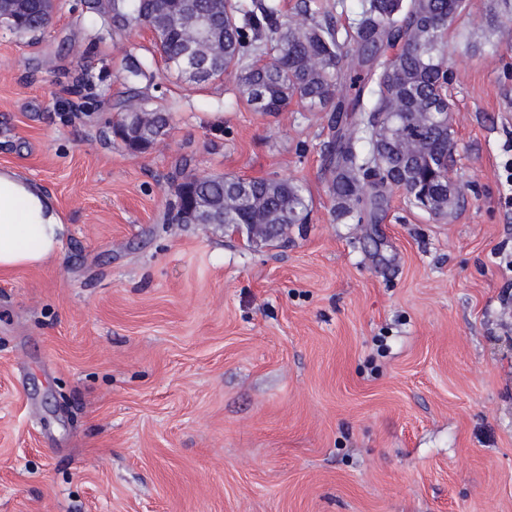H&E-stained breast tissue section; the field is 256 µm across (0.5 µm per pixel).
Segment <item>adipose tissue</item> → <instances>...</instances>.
Wrapping results in <instances>:
<instances>
[{
	"label": "adipose tissue",
	"instance_id": "obj_1",
	"mask_svg": "<svg viewBox=\"0 0 512 512\" xmlns=\"http://www.w3.org/2000/svg\"><path fill=\"white\" fill-rule=\"evenodd\" d=\"M62 212L35 183L0 170V272L33 268L59 258Z\"/></svg>",
	"mask_w": 512,
	"mask_h": 512
}]
</instances>
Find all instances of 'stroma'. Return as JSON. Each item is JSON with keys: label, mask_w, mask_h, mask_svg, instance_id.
I'll use <instances>...</instances> for the list:
<instances>
[{"label": "stroma", "mask_w": 512, "mask_h": 512, "mask_svg": "<svg viewBox=\"0 0 512 512\" xmlns=\"http://www.w3.org/2000/svg\"><path fill=\"white\" fill-rule=\"evenodd\" d=\"M305 1L341 30L362 6L283 19ZM107 7L0 30V168L68 224L61 259L0 274V512H512V0L445 36L459 209L395 189L359 222L322 176L329 113L188 83L89 27ZM134 93L173 114L143 152L112 132ZM179 166L297 182L308 221L272 246L167 223Z\"/></svg>", "instance_id": "obj_1"}]
</instances>
